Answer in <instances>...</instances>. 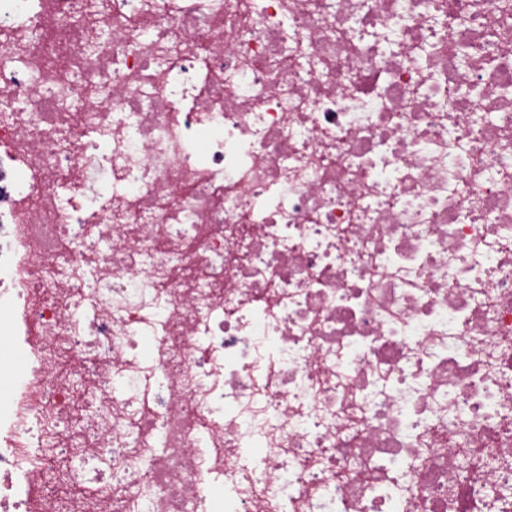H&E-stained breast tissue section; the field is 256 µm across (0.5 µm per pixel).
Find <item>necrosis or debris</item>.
<instances>
[{
	"label": "necrosis or debris",
	"mask_w": 512,
	"mask_h": 512,
	"mask_svg": "<svg viewBox=\"0 0 512 512\" xmlns=\"http://www.w3.org/2000/svg\"><path fill=\"white\" fill-rule=\"evenodd\" d=\"M0 337V512H512V0H0Z\"/></svg>",
	"instance_id": "4bbe7bcc"
}]
</instances>
